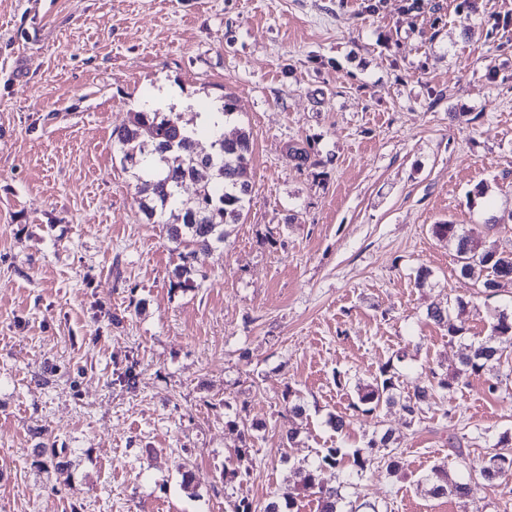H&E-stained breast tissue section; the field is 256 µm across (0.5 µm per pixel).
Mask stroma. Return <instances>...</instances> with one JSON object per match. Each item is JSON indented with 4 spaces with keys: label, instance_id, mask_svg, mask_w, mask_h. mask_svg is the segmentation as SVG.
I'll use <instances>...</instances> for the list:
<instances>
[{
    "label": "stroma",
    "instance_id": "stroma-1",
    "mask_svg": "<svg viewBox=\"0 0 512 512\" xmlns=\"http://www.w3.org/2000/svg\"><path fill=\"white\" fill-rule=\"evenodd\" d=\"M166 82L187 113L232 95L252 135L251 208L197 288L112 145ZM446 221L512 248V0H0V512H263L293 464L386 430L398 473L323 472L354 512H512V476H477L512 366L400 407L512 309ZM458 299L452 337L427 311ZM387 363L397 404L354 409ZM443 463L469 498L426 492Z\"/></svg>",
    "mask_w": 512,
    "mask_h": 512
}]
</instances>
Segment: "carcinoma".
<instances>
[{
  "label": "carcinoma",
  "instance_id": "obj_1",
  "mask_svg": "<svg viewBox=\"0 0 512 512\" xmlns=\"http://www.w3.org/2000/svg\"><path fill=\"white\" fill-rule=\"evenodd\" d=\"M198 135L194 119L185 118L182 112L157 109L133 112L129 124L112 131V144L120 154L123 170L135 180L148 223L163 225L168 240L178 251L180 264L174 269V277L180 288L196 287L197 276L206 278L196 269L199 255L224 243L226 227L240 223L252 201L250 134L238 130L226 137L222 131H210V149L205 154L198 151ZM188 181L197 183L192 202L178 196ZM432 233L439 239L456 241L461 277L474 281L483 292L492 296L505 284H512V251L484 248L459 225L450 222L432 225ZM465 308V303L458 300L446 308L430 310L428 317L448 328V335L460 336L465 333ZM505 343H512V313L502 309L493 314L490 336L470 345L461 358L462 372L479 374L499 369ZM454 383L456 378L451 377L439 380L435 386L414 388L402 405L403 410L415 414L433 397L435 388L450 390ZM396 389L391 365L387 364L372 381L356 386L354 407L364 406L371 412L391 405L395 403ZM391 443L389 431L370 438L364 447L354 451L348 476H360L374 469H384L389 474L397 472L398 457L390 452L379 454L380 449L390 447ZM342 463V449L328 448L314 463L292 467L295 480L285 484L264 512H295L296 491L301 489L317 495V512H346L343 483L330 486L321 479L324 468H338ZM511 472L512 449L502 437L488 448L479 475L494 483ZM423 482L436 497L462 500L469 496V484L449 479L441 465L434 466Z\"/></svg>",
  "mask_w": 512,
  "mask_h": 512
}]
</instances>
